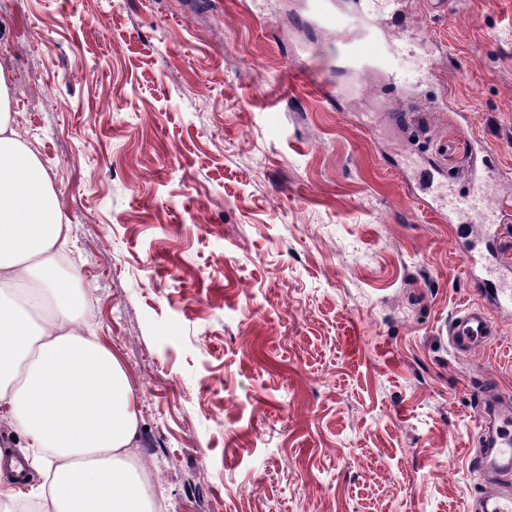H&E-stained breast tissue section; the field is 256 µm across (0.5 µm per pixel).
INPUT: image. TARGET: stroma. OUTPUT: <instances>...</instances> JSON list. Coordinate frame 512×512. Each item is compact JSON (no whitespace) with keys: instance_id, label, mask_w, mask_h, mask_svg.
<instances>
[{"instance_id":"1","label":"stroma","mask_w":512,"mask_h":512,"mask_svg":"<svg viewBox=\"0 0 512 512\" xmlns=\"http://www.w3.org/2000/svg\"><path fill=\"white\" fill-rule=\"evenodd\" d=\"M372 17L414 93L338 68L311 0H0V70L71 226L97 334L139 394V456L166 512H470L474 389L512 395V316L468 355L481 302L455 225L397 168L465 137L500 175L512 259V0ZM337 89L323 101L306 75Z\"/></svg>"}]
</instances>
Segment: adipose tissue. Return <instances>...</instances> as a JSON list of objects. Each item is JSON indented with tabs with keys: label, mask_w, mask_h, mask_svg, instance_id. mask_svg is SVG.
Returning a JSON list of instances; mask_svg holds the SVG:
<instances>
[{
	"label": "adipose tissue",
	"mask_w": 512,
	"mask_h": 512,
	"mask_svg": "<svg viewBox=\"0 0 512 512\" xmlns=\"http://www.w3.org/2000/svg\"><path fill=\"white\" fill-rule=\"evenodd\" d=\"M0 73V405L25 435L43 512H156L135 455L139 396L119 355L60 277L70 227L36 150L16 128Z\"/></svg>",
	"instance_id": "adipose-tissue-1"
}]
</instances>
